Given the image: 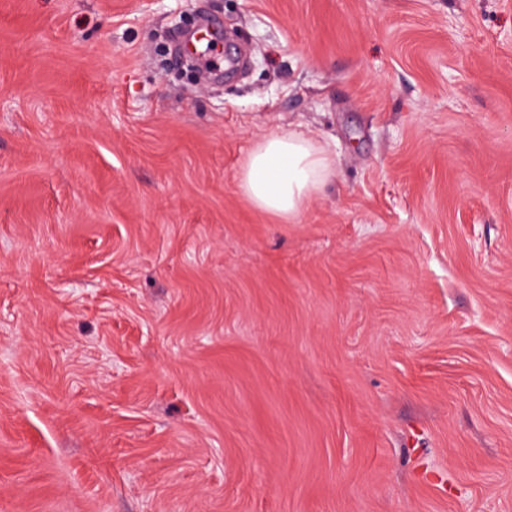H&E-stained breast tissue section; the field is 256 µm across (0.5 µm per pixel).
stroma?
<instances>
[{
  "mask_svg": "<svg viewBox=\"0 0 512 512\" xmlns=\"http://www.w3.org/2000/svg\"><path fill=\"white\" fill-rule=\"evenodd\" d=\"M0 512H512V0H0ZM335 178L327 148L300 132L271 131L244 157L238 189L257 210L292 224Z\"/></svg>",
  "mask_w": 512,
  "mask_h": 512,
  "instance_id": "stroma-1",
  "label": "stroma"
}]
</instances>
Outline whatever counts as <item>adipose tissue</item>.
<instances>
[{
	"label": "adipose tissue",
	"instance_id": "obj_1",
	"mask_svg": "<svg viewBox=\"0 0 512 512\" xmlns=\"http://www.w3.org/2000/svg\"><path fill=\"white\" fill-rule=\"evenodd\" d=\"M336 177L330 151L300 132L272 131L244 157L238 189L259 211L295 223Z\"/></svg>",
	"mask_w": 512,
	"mask_h": 512
}]
</instances>
